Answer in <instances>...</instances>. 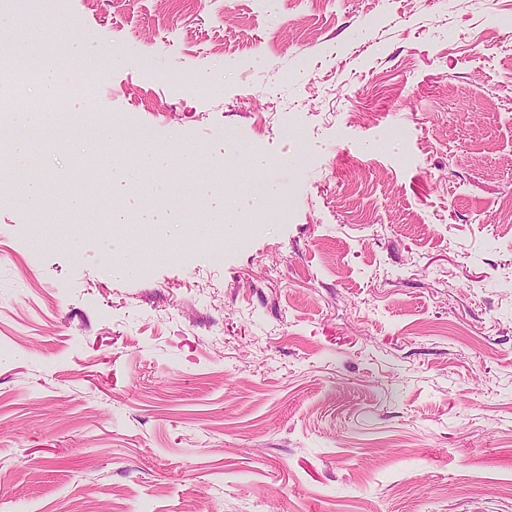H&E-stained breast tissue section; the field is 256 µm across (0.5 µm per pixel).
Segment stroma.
<instances>
[{
    "instance_id": "obj_1",
    "label": "stroma",
    "mask_w": 512,
    "mask_h": 512,
    "mask_svg": "<svg viewBox=\"0 0 512 512\" xmlns=\"http://www.w3.org/2000/svg\"><path fill=\"white\" fill-rule=\"evenodd\" d=\"M71 0L91 112L293 203L163 257L0 152V512H512V0ZM15 203L29 215L38 218L42 224L55 222V213L46 207L45 188L39 180L28 181L15 199Z\"/></svg>"
}]
</instances>
